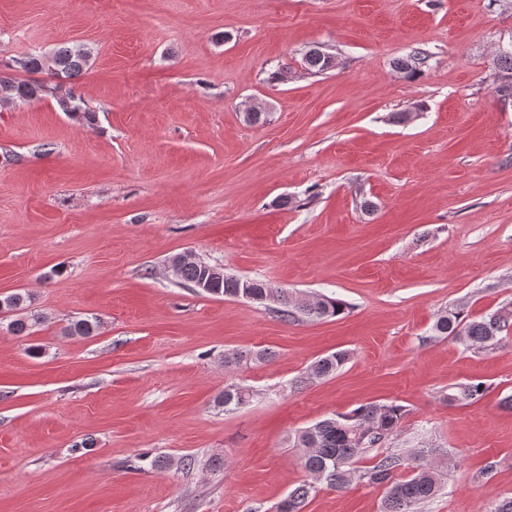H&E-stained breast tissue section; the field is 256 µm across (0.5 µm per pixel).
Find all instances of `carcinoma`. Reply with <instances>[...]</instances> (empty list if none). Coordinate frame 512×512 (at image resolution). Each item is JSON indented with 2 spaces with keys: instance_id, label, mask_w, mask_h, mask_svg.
Returning <instances> with one entry per match:
<instances>
[{
  "instance_id": "carcinoma-1",
  "label": "carcinoma",
  "mask_w": 512,
  "mask_h": 512,
  "mask_svg": "<svg viewBox=\"0 0 512 512\" xmlns=\"http://www.w3.org/2000/svg\"><path fill=\"white\" fill-rule=\"evenodd\" d=\"M92 55L90 48L76 44L62 47L53 54V75L58 82H31L24 79L0 76V104L12 105L29 103L34 100L51 98L56 100L61 111L88 123L94 121L93 112L81 98L65 88L64 80L78 76L87 66ZM429 55L415 51L395 60V68L411 77L426 66ZM306 70L322 74L336 67L335 58L318 48L309 49L302 58ZM15 68L26 73L40 72L46 68L40 54H26L15 59ZM497 92L512 96V49L502 52L496 59ZM176 266L175 277L192 285L203 279H213L211 294L216 297L237 298L242 292L244 281L239 276L212 278V265L201 260L185 261L176 255L171 259ZM250 292L253 303L277 306L280 317L292 321L304 316L311 320H322L344 313L345 304L327 295H316L295 303L288 291L271 284L252 279ZM8 309L12 320L8 330L17 336H28L32 327L40 323L41 315L27 312L29 296L14 292L9 294ZM511 314L496 311L474 320H466L459 310H448L435 320L433 330L448 336L465 348L473 346L492 347L509 339L505 332L509 327ZM99 326L97 318H80L66 328L70 335L92 336ZM268 359L266 351H240L224 357V363L241 365ZM348 360L345 351H337L318 359L311 367L309 378L322 379L335 374ZM486 387L481 381H470L459 387L458 397L463 400H477L483 396ZM252 397V390L239 384L224 388L217 404L229 412L246 405ZM406 415L403 406L394 402H369L345 412L318 421L300 431L295 437L296 446L303 449L301 464L310 480L295 487L276 506V512H302L315 485L324 484L338 491L346 489L355 479L372 487L383 489L381 512H421L424 504L436 498L442 488L438 470L421 451L412 450L405 455L373 453L381 448L398 432ZM373 453L371 463L361 472L355 464L362 456ZM408 470L404 477L397 476L399 469Z\"/></svg>"
}]
</instances>
